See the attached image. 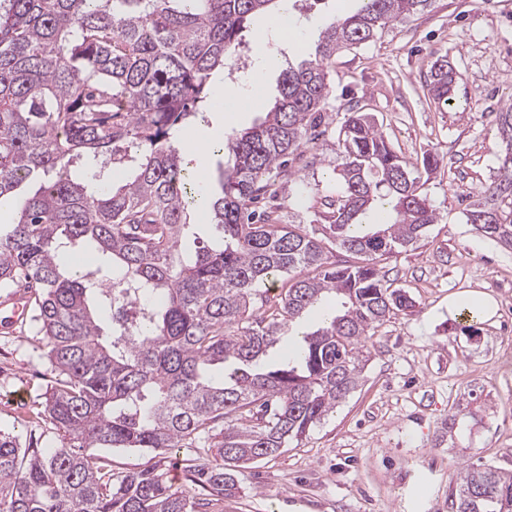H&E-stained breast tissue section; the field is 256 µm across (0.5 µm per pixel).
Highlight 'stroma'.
Returning a JSON list of instances; mask_svg holds the SVG:
<instances>
[{
	"label": "stroma",
	"mask_w": 512,
	"mask_h": 512,
	"mask_svg": "<svg viewBox=\"0 0 512 512\" xmlns=\"http://www.w3.org/2000/svg\"><path fill=\"white\" fill-rule=\"evenodd\" d=\"M359 0H295L292 18L307 42L335 20L353 14ZM276 52L281 67L298 63L293 41L247 40L246 67L212 77L214 99L245 90L260 51ZM447 55L455 68L450 107L439 108L426 81L434 61ZM279 72L268 71L264 99L227 116L211 109L190 132L222 142L226 133L252 127L277 95ZM330 97L314 163L298 159L280 178L267 205L284 224L315 223L325 197L336 194L342 159L335 131L348 112L372 113L384 135L409 161L438 153L442 164L422 187L437 213L421 247L381 261L380 273L408 292L415 306L377 328L358 387L335 411L286 451L242 469L239 493L209 512H452L463 465L490 463L512 470V250L467 224L471 196L493 178L502 143L495 114L512 103V0H431L406 22L383 29L371 42L339 53L329 67ZM470 290L493 296L496 316L464 330L450 298ZM55 374L43 356L32 317L0 327V429L22 445L53 447L57 433L44 414ZM464 407L474 411L468 432L436 445L444 421ZM143 449H113L117 472L158 467L183 488L178 463Z\"/></svg>",
	"instance_id": "obj_1"
}]
</instances>
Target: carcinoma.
Segmentation results:
<instances>
[{
	"mask_svg": "<svg viewBox=\"0 0 512 512\" xmlns=\"http://www.w3.org/2000/svg\"><path fill=\"white\" fill-rule=\"evenodd\" d=\"M429 3L362 0L327 27L283 70L264 121L216 146L233 164L206 208L181 141L213 106L211 75L279 0H0V199L36 185L0 224V288L34 296L59 437L45 452L0 432V512H208L238 493L237 469L280 455L356 389L367 336L413 308L377 259L436 222L420 177L371 114L350 112L323 223L281 224L261 202L320 136L331 59ZM453 81L438 57L429 92L443 108ZM496 124L504 156L466 219L511 250L512 103ZM106 167L111 181L87 179ZM201 215L220 242L188 253ZM129 288L142 319L101 320ZM281 342L287 359L268 363ZM99 448H190L186 477L206 497L154 468L116 473ZM453 509L512 512V472L463 466Z\"/></svg>",
	"mask_w": 512,
	"mask_h": 512,
	"instance_id": "cac0c4a2",
	"label": "carcinoma"
}]
</instances>
